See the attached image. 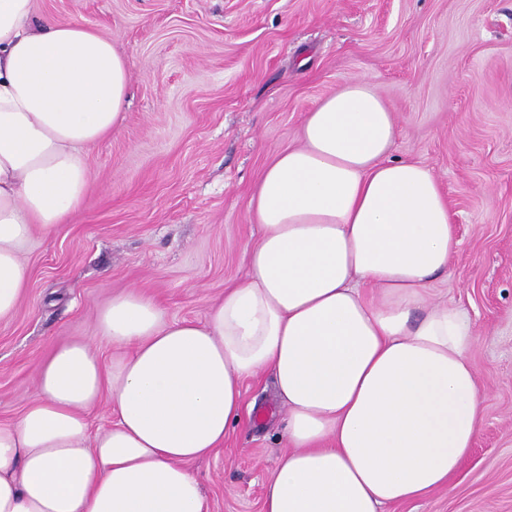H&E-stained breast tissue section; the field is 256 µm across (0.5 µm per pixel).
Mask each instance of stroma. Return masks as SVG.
I'll return each mask as SVG.
<instances>
[{
  "label": "stroma",
  "instance_id": "stroma-1",
  "mask_svg": "<svg viewBox=\"0 0 512 512\" xmlns=\"http://www.w3.org/2000/svg\"><path fill=\"white\" fill-rule=\"evenodd\" d=\"M39 14L111 38L128 62L125 116L85 153L83 204L23 253L30 277L0 320V423L37 395L36 370L83 341L122 291L201 321L258 237L253 188L307 112L372 77L400 128L394 158L435 175L460 250L435 299L463 306L483 428L460 472L387 512H512V0H37ZM273 376L246 379L240 423L189 463L209 512H262L285 446Z\"/></svg>",
  "mask_w": 512,
  "mask_h": 512
}]
</instances>
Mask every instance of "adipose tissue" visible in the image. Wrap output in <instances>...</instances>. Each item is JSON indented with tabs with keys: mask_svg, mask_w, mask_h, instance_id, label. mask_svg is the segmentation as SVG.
<instances>
[{
	"mask_svg": "<svg viewBox=\"0 0 512 512\" xmlns=\"http://www.w3.org/2000/svg\"><path fill=\"white\" fill-rule=\"evenodd\" d=\"M0 0V320L22 254L82 203L85 150L117 127L129 71L106 38ZM398 128L369 78L308 112L250 202L243 276L201 323L138 289L96 329L114 351L56 347L38 394L0 424V512H209L190 462L223 447L242 382L274 374L286 449L262 512H385L447 485L482 425L468 314L429 294L460 247L440 183L392 159ZM111 425L90 434L88 413Z\"/></svg>",
	"mask_w": 512,
	"mask_h": 512,
	"instance_id": "ef3b65f1",
	"label": "adipose tissue"
}]
</instances>
